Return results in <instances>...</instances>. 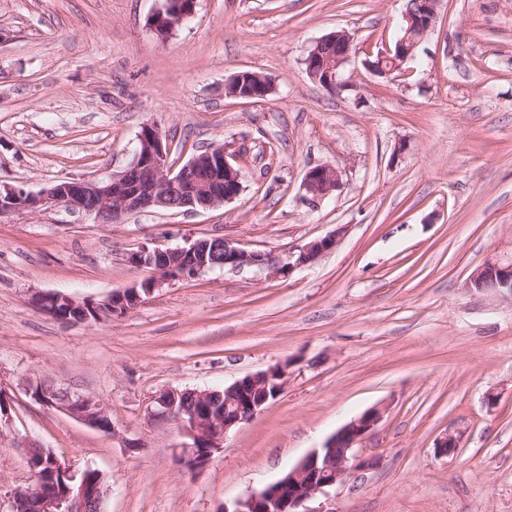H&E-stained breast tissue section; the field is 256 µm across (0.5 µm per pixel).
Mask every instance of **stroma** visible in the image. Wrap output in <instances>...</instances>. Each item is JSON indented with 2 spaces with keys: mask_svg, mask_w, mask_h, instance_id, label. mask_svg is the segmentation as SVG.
<instances>
[{
  "mask_svg": "<svg viewBox=\"0 0 512 512\" xmlns=\"http://www.w3.org/2000/svg\"><path fill=\"white\" fill-rule=\"evenodd\" d=\"M160 5L0 0L1 184L107 177L133 161L147 123L177 168L215 144L247 148L242 192L208 211L97 224L49 205L0 220V512L33 481L30 441L101 471L103 512H229L374 406L386 412L359 452L379 465L308 512H512V299L468 287L485 262L512 257V0H443L415 58L386 78L363 61L399 38L406 0H197L164 41L149 27ZM339 29L356 53L331 94L303 59ZM245 70L270 79L267 98L225 95ZM324 163L342 186L313 203L303 177ZM340 225L333 250L297 264ZM213 236L296 267L217 268L92 326L30 303L103 299L149 277L130 253ZM282 362L285 392L183 474L185 437L150 417L154 397ZM27 381L93 397L115 434L35 402ZM449 430L460 450L442 457L434 444Z\"/></svg>",
  "mask_w": 512,
  "mask_h": 512,
  "instance_id": "obj_1",
  "label": "stroma"
}]
</instances>
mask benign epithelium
Instances as JSON below:
<instances>
[{"mask_svg": "<svg viewBox=\"0 0 512 512\" xmlns=\"http://www.w3.org/2000/svg\"><path fill=\"white\" fill-rule=\"evenodd\" d=\"M415 11L403 14L407 23L405 36L394 46L378 53L376 61H366L373 74L389 75L391 64L400 67L411 59L418 45L433 30L440 0H414ZM196 0H163L150 18V28L164 41L185 19L192 16ZM353 49L351 35L341 29L316 41L303 59L307 76L315 83L333 85L343 90L341 71ZM237 89L233 97L258 101L270 92L266 79L251 71L233 76ZM239 150L217 144L205 153L193 156L178 170L169 162V152L159 129L146 125L139 134L135 159L123 170L106 179L72 178L58 181L34 193L22 186L0 185V218L19 210L35 212L49 205H63L81 213L97 224H114L125 216L147 210L196 212L218 207L235 199L241 191V171L233 160ZM342 184V171L332 164H319L304 175L303 187L316 202L329 196ZM344 229L310 241L300 251L296 263L307 264L334 249ZM128 262L149 268L152 275L139 285L114 291L101 300H77L69 295H38L32 305L41 313L64 325H92L112 316L128 315L164 284L198 276L215 268L242 270L266 269L275 276H285L293 263L270 252L248 250L227 237L202 238L175 248H143L129 255ZM471 285L491 282L495 291L512 298V259L484 263L472 275ZM288 365L276 364L245 376L227 388L232 398L223 410L209 406L210 390L169 389L154 399L150 416L155 420L178 422L189 442L179 449L176 461L180 469L192 475L210 463L215 452L224 447L228 435L250 423L268 404L285 390ZM24 390L34 401L56 408L108 435L115 427L106 407L92 397L58 390L50 385L28 382ZM192 396L194 406L182 405V398ZM385 408L373 407L350 421L332 435L321 448L303 457L277 481L248 494L236 503L233 512H301V507L317 494L343 482L354 469L372 467L377 459L361 458L355 446L370 435L381 422ZM460 434L447 432L437 443V453H457ZM34 444L27 446V462L35 483L18 488L12 496V512H102L104 478L93 469L75 472L48 449L41 459L32 460Z\"/></svg>", "mask_w": 512, "mask_h": 512, "instance_id": "7a95c632", "label": "benign epithelium"}]
</instances>
